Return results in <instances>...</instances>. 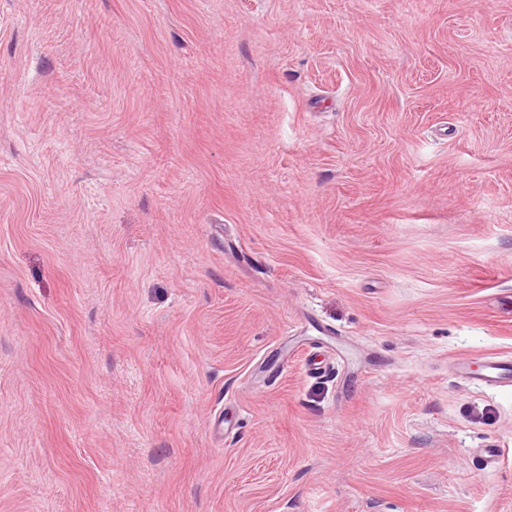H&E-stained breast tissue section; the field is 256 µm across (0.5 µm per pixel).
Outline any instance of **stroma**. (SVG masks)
<instances>
[{
    "instance_id": "obj_1",
    "label": "stroma",
    "mask_w": 512,
    "mask_h": 512,
    "mask_svg": "<svg viewBox=\"0 0 512 512\" xmlns=\"http://www.w3.org/2000/svg\"><path fill=\"white\" fill-rule=\"evenodd\" d=\"M490 356L512 0H0V512H512Z\"/></svg>"
}]
</instances>
